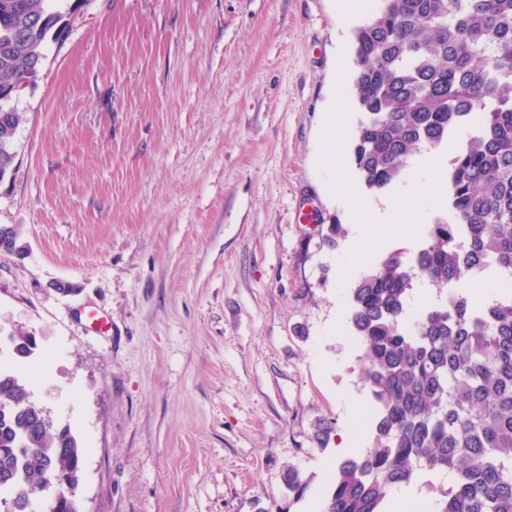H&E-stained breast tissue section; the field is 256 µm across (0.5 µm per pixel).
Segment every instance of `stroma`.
<instances>
[{"label":"stroma","mask_w":512,"mask_h":512,"mask_svg":"<svg viewBox=\"0 0 512 512\" xmlns=\"http://www.w3.org/2000/svg\"><path fill=\"white\" fill-rule=\"evenodd\" d=\"M344 5L84 0L14 99L0 336L37 340L29 399L85 449V512H321L343 434L370 446L348 290L449 218L415 187L453 150L386 192L423 213L415 240L325 243L347 215L328 115L345 149L361 117L336 63L366 17Z\"/></svg>","instance_id":"stroma-1"}]
</instances>
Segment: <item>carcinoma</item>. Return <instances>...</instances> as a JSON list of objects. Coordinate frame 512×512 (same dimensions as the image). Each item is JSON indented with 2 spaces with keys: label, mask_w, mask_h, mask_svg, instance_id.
Here are the masks:
<instances>
[{
  "label": "carcinoma",
  "mask_w": 512,
  "mask_h": 512,
  "mask_svg": "<svg viewBox=\"0 0 512 512\" xmlns=\"http://www.w3.org/2000/svg\"><path fill=\"white\" fill-rule=\"evenodd\" d=\"M354 32L353 88L363 114L352 160L366 188L399 181L415 154L468 138L448 163L450 219L431 225L407 261L390 254L349 288L351 333L374 403L371 446L338 463L322 512H384L390 490L417 472L451 471L430 512H512V298L477 308L461 278H512V0H382ZM67 12L46 0H0V92L35 79ZM21 120L0 95V166ZM448 290L411 323L414 280ZM21 359L29 334L12 337ZM27 378L0 368V488L28 502L81 472L71 430L39 426ZM288 490L307 489L288 469Z\"/></svg>",
  "instance_id": "1"
}]
</instances>
